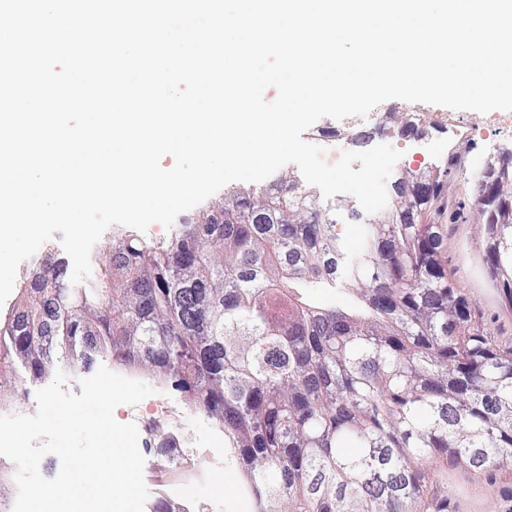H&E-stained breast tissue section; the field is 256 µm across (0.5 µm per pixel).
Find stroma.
<instances>
[{
  "label": "stroma",
  "instance_id": "35a3bbf8",
  "mask_svg": "<svg viewBox=\"0 0 512 512\" xmlns=\"http://www.w3.org/2000/svg\"><path fill=\"white\" fill-rule=\"evenodd\" d=\"M457 117L462 126L472 130L462 143L450 133L384 136L372 123L357 128V140L364 150L384 142L402 150L395 172L427 167L442 172L440 193L430 219L444 227L443 261L479 310L495 341L507 347L512 345V311L503 305L482 261L483 217L477 188L488 161L512 157V129L495 126L488 115L474 111L458 112ZM102 365L154 390L140 403L119 406L114 412L119 422L137 426L139 449L145 458L146 508L150 510L165 499L178 510L185 507L189 512L201 503L207 505L208 512H254L241 468L225 458L223 428L188 409L169 382L148 371L126 368L113 361L110 354L92 353L85 368L68 370V389L78 391V379L92 375ZM47 384L44 378L25 383L11 372H1L0 403L14 414H35V392ZM170 444L194 452L202 478L187 474L178 465L162 463L161 450ZM428 467L431 490L447 499V512H512V469L485 478L443 467L438 461L429 462Z\"/></svg>",
  "mask_w": 512,
  "mask_h": 512
}]
</instances>
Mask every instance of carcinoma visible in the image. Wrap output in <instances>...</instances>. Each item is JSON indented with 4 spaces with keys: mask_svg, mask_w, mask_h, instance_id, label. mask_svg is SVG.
I'll use <instances>...</instances> for the list:
<instances>
[{
    "mask_svg": "<svg viewBox=\"0 0 512 512\" xmlns=\"http://www.w3.org/2000/svg\"><path fill=\"white\" fill-rule=\"evenodd\" d=\"M442 174L396 181L348 248L309 187L243 186L166 241L130 232L72 284L23 275L0 313V365L42 377L112 352L224 427L257 512H444L424 468H512V347L442 259ZM483 261L512 310V166L478 186ZM317 288L345 300L318 304Z\"/></svg>",
    "mask_w": 512,
    "mask_h": 512,
    "instance_id": "carcinoma-1",
    "label": "carcinoma"
}]
</instances>
